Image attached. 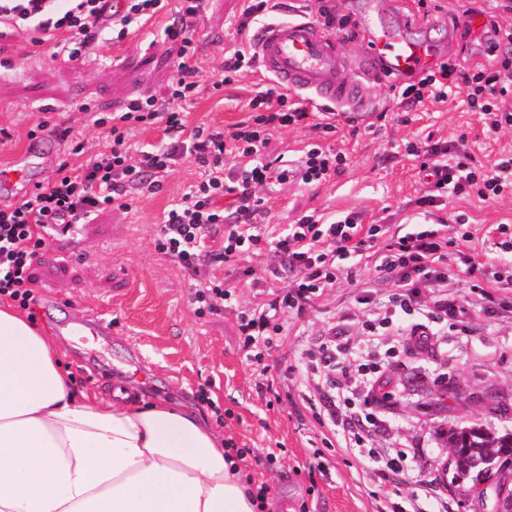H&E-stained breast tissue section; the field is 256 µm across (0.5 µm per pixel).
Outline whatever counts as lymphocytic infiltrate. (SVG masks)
I'll return each instance as SVG.
<instances>
[{"instance_id": "f902f5d3", "label": "lymphocytic infiltrate", "mask_w": 512, "mask_h": 512, "mask_svg": "<svg viewBox=\"0 0 512 512\" xmlns=\"http://www.w3.org/2000/svg\"><path fill=\"white\" fill-rule=\"evenodd\" d=\"M270 0H241L237 33L241 37L224 61V78L214 89L232 84L240 71L255 70L257 57L252 32L262 21ZM208 0H178L165 38L179 44L175 73L164 93L134 98L98 118L107 128L112 149L88 157L79 166L61 161L47 185L36 186L22 201L0 206V297L29 307L34 300L32 262L45 235L61 225L80 224L109 206L127 210L135 195L153 190L162 177L172 174L180 161L191 157L204 169L181 204L169 209L154 238L157 252L181 267L198 270L208 258L224 262L266 245L280 254L283 263L273 277L289 282L282 299L257 304L238 316L243 347L250 360L260 361L281 326L279 310L302 309L327 289L345 280L360 288L391 285L387 301L376 303L361 321L358 333L374 341L388 329L396 313L415 315L403 340L426 347L437 324L462 323L472 314L470 304L448 294L451 277L462 276L480 288L487 302L512 305V238L506 225L490 228L491 247L479 246L467 215L441 218L449 196L494 201L512 190V152L501 153L490 170H478L464 146L452 141L413 143L409 155L418 161L423 192L413 204L418 224H365L355 212L326 215L313 210L297 222L280 226L266 223V198L258 188L282 185L293 179L315 185L339 170L343 157L329 153L318 143L305 146L298 168L280 160H266L265 148L273 134L291 125L312 123L314 130L329 135L336 130L332 113L308 110L290 100L274 83L262 85L249 98L245 118L225 127L188 126L186 108L200 96L199 70L192 34ZM111 0H0V37L14 35L49 45L75 62L99 48ZM512 78V58L493 54L487 61L467 66L437 63L408 84L402 102L413 108L432 99L444 102L449 88L462 90L469 110L479 111L489 132L512 127V111L497 102L500 86ZM161 122L166 143L153 151L135 150L129 137L135 124ZM233 164H226V157ZM455 233H448V223ZM371 266L372 276L361 274ZM355 345L328 340L305 354L301 368L322 376L328 391L310 408L319 424L330 432L345 433L350 447L366 445L365 432L375 424L386 401L385 379L378 363L351 365Z\"/></svg>"}]
</instances>
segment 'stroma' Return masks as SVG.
<instances>
[{
  "mask_svg": "<svg viewBox=\"0 0 512 512\" xmlns=\"http://www.w3.org/2000/svg\"><path fill=\"white\" fill-rule=\"evenodd\" d=\"M239 0H211L194 38L202 61L204 93L190 108L188 125L226 126L245 116L246 97L264 83L261 72L212 91L221 79L226 52L238 42L232 19ZM160 16L141 28L137 39L104 37L96 57L61 64L51 50L12 38L0 43V127L12 140L0 148V168L8 167L29 143L39 121L61 138V158L79 164L83 154L109 152L112 143L94 120L139 95L160 92L173 72V59ZM373 119L361 125L337 120L325 146L346 161L328 182L316 187L284 185L270 200L267 221L291 224L306 211L354 210L366 224H408V202L421 187L410 142L427 137L448 141L466 136L475 165L490 166L512 150V129L485 136L483 117L467 111L460 97L412 109L401 105L393 86L371 85ZM408 112L410 121L395 116ZM83 154H75L76 145ZM204 169L186 158L164 177L155 192L136 195L130 211L106 210L75 239L47 237L31 266L36 297L30 321L49 334L63 370L80 389L110 393L123 383L132 394L196 406L225 438L248 449L243 472L252 485H266L273 512H479L472 481H453L445 467L451 450L442 432L476 422L488 430H512V312L475 311L465 323L438 325L429 348L405 346L395 358L384 336L361 356L382 362L390 397L370 427V456L331 436L306 407L317 398V376L300 371L309 349L327 341L333 329L356 333L365 310L361 291L339 282L303 310L281 314L282 338L262 364L243 347L237 315L253 303L282 296L283 281L266 288L238 286L236 299L215 313L192 301L194 272L156 252L154 235L165 212L196 185ZM448 213L463 212L477 230L490 224L512 226V193L490 203L449 197ZM279 254L262 250L238 263L206 260L203 272L235 279L247 266L267 276ZM103 314L111 335L78 344L55 335V320L81 319L85 308ZM321 449L325 469L310 472L312 452ZM402 454L403 472L389 478L381 469L387 456Z\"/></svg>",
  "mask_w": 512,
  "mask_h": 512,
  "instance_id": "obj_1",
  "label": "stroma"
}]
</instances>
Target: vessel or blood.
Listing matches in <instances>:
<instances>
[{
	"label": "vessel or blood",
	"mask_w": 512,
	"mask_h": 512,
	"mask_svg": "<svg viewBox=\"0 0 512 512\" xmlns=\"http://www.w3.org/2000/svg\"><path fill=\"white\" fill-rule=\"evenodd\" d=\"M358 22L366 44L364 64L353 63L341 42L306 14L263 23L255 36L258 62L267 76L298 92L308 107L332 108L352 121L366 119L370 85L432 66L436 52L417 32L438 30L447 22L438 16L419 22L407 14L400 26L393 27L369 7L360 13ZM59 149L57 138L35 137L24 154L0 169V183L30 187L33 161L55 155ZM57 329L61 335L77 337L103 335L106 327L100 316L89 314L76 323L59 321Z\"/></svg>",
	"instance_id": "obj_1"
}]
</instances>
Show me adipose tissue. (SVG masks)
Returning a JSON list of instances; mask_svg holds the SVG:
<instances>
[{
	"mask_svg": "<svg viewBox=\"0 0 512 512\" xmlns=\"http://www.w3.org/2000/svg\"><path fill=\"white\" fill-rule=\"evenodd\" d=\"M0 512H258L224 435L163 400L76 391L0 303Z\"/></svg>",
	"mask_w": 512,
	"mask_h": 512,
	"instance_id": "obj_1",
	"label": "adipose tissue"
}]
</instances>
